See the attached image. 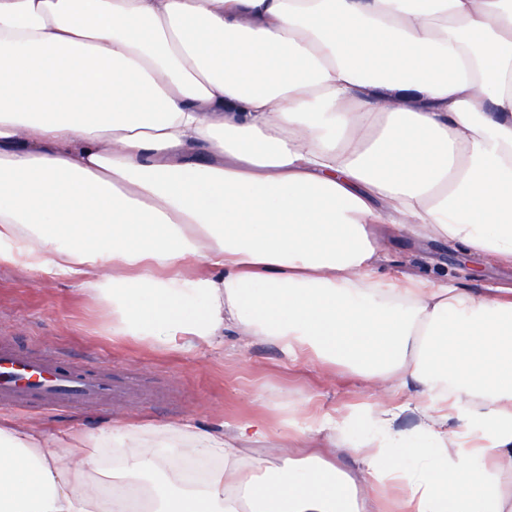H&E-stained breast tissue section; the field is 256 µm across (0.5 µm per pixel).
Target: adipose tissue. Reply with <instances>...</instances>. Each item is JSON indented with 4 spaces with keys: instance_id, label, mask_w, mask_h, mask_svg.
<instances>
[{
    "instance_id": "obj_1",
    "label": "adipose tissue",
    "mask_w": 512,
    "mask_h": 512,
    "mask_svg": "<svg viewBox=\"0 0 512 512\" xmlns=\"http://www.w3.org/2000/svg\"><path fill=\"white\" fill-rule=\"evenodd\" d=\"M383 224L512 265V0H0V265L112 335L264 336L376 396L302 418L354 472L248 459L262 418L163 451L0 424V512H512V288L382 280Z\"/></svg>"
}]
</instances>
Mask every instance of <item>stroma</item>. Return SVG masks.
<instances>
[{
	"instance_id": "obj_1",
	"label": "stroma",
	"mask_w": 512,
	"mask_h": 512,
	"mask_svg": "<svg viewBox=\"0 0 512 512\" xmlns=\"http://www.w3.org/2000/svg\"><path fill=\"white\" fill-rule=\"evenodd\" d=\"M379 274L391 280L447 271L453 284L512 286V267L474 270L455 261L459 251L440 241L413 238L386 224L379 231ZM111 315L70 280L0 266V345L32 355H55L74 368L96 366L129 379L134 388L121 406L95 410L0 408L8 419L45 433L95 431L109 424L155 428L189 423L209 432L256 415L266 417L279 445L300 453L297 434L284 421L295 412H348L371 403L349 368L328 367L305 354L296 361L263 337L239 348L228 335L222 346L153 345L109 333Z\"/></svg>"
}]
</instances>
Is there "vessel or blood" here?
Listing matches in <instances>:
<instances>
[{"mask_svg": "<svg viewBox=\"0 0 512 512\" xmlns=\"http://www.w3.org/2000/svg\"><path fill=\"white\" fill-rule=\"evenodd\" d=\"M111 378L35 360L10 346L0 347V403L21 406L42 400L61 407H89L124 397Z\"/></svg>", "mask_w": 512, "mask_h": 512, "instance_id": "b4317fda", "label": "vessel or blood"}]
</instances>
